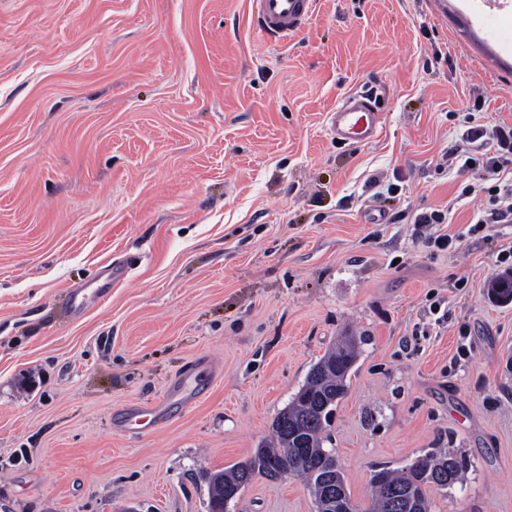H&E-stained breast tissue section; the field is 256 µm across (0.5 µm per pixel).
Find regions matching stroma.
Listing matches in <instances>:
<instances>
[{"label":"stroma","mask_w":512,"mask_h":512,"mask_svg":"<svg viewBox=\"0 0 512 512\" xmlns=\"http://www.w3.org/2000/svg\"><path fill=\"white\" fill-rule=\"evenodd\" d=\"M469 9L316 0L273 43L248 0H0V512H208V474L350 333L328 445L354 503L451 448L465 468L432 512H512V302L488 292L512 223L474 231L497 176L440 165L512 124V54ZM358 92L382 130L336 144L327 117ZM431 209L447 223L418 228ZM127 257L71 315L70 289ZM190 372L197 398L118 426ZM229 510L316 505L259 477ZM127 273L125 265L118 264L112 268V277L121 278ZM112 277L96 288H83L71 291L67 299V308L73 315H80L89 305L96 303L110 292Z\"/></svg>","instance_id":"35a3bbf8"}]
</instances>
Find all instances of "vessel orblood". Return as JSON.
<instances>
[{
  "mask_svg": "<svg viewBox=\"0 0 512 512\" xmlns=\"http://www.w3.org/2000/svg\"><path fill=\"white\" fill-rule=\"evenodd\" d=\"M252 18L271 40H284L296 33L310 17L314 0H249ZM512 12V0H480L474 14L478 27L488 18ZM329 129L336 140L352 144L374 142L381 128V114L374 97L367 94L349 96L328 117ZM109 283L70 292L67 308L81 314L89 305L104 298Z\"/></svg>",
  "mask_w": 512,
  "mask_h": 512,
  "instance_id": "obj_1",
  "label": "vessel or blood"
}]
</instances>
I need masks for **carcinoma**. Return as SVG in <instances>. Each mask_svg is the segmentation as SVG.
I'll use <instances>...</instances> for the list:
<instances>
[{"mask_svg":"<svg viewBox=\"0 0 512 512\" xmlns=\"http://www.w3.org/2000/svg\"><path fill=\"white\" fill-rule=\"evenodd\" d=\"M358 358V341L344 336L310 369L291 403L271 424V439L253 455L228 469L210 474L208 499L224 498V492L244 488L256 477L274 480V464L283 460L291 474L304 478L311 494L333 483L351 498L341 466L325 470L322 456H334L324 447L332 407L347 393V378ZM463 460L451 450L428 453L399 470L384 468L374 474L371 501L367 508L352 506L353 512H389L390 495L411 493L417 512H430L428 489L444 479L453 486L461 479Z\"/></svg>","mask_w":512,"mask_h":512,"instance_id":"obj_1","label":"carcinoma"}]
</instances>
